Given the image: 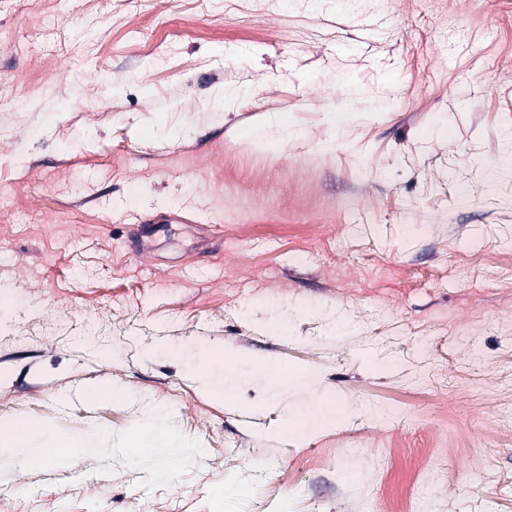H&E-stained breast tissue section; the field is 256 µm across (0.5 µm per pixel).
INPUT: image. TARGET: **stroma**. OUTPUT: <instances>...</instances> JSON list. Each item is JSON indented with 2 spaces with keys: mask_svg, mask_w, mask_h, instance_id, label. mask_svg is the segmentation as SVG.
I'll list each match as a JSON object with an SVG mask.
<instances>
[{
  "mask_svg": "<svg viewBox=\"0 0 512 512\" xmlns=\"http://www.w3.org/2000/svg\"><path fill=\"white\" fill-rule=\"evenodd\" d=\"M273 114L297 138L251 146ZM511 140L512 0H0V420L102 447L0 451V512H227L329 447L292 512H512ZM158 406L161 482L126 448ZM217 362H219L218 356L212 352H208L201 365V377L211 392L226 394L229 389V378L226 374L224 376L218 374L213 368V364ZM253 372L258 375L259 378L265 379L269 382L272 393L278 394L282 391L288 390V386L300 383L306 379L305 375H297L295 377H289L282 375L275 371L267 364H254ZM325 403L323 397H316L309 405L295 409L286 419L284 430L293 435L324 430L336 421L334 408ZM147 441L144 444L134 443L133 448H148L141 453L135 449V460L139 461L140 457H153L158 449L162 448L167 451L171 457L181 456L179 448H184V443L180 440L175 431L171 428L168 420L162 414H158L148 427ZM141 461V460H140Z\"/></svg>",
  "mask_w": 512,
  "mask_h": 512,
  "instance_id": "obj_1",
  "label": "stroma"
}]
</instances>
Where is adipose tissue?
<instances>
[{
    "label": "adipose tissue",
    "instance_id": "1",
    "mask_svg": "<svg viewBox=\"0 0 512 512\" xmlns=\"http://www.w3.org/2000/svg\"><path fill=\"white\" fill-rule=\"evenodd\" d=\"M336 420L335 410L318 397L302 408L295 409L284 423V429L294 435L319 432ZM0 447L11 449L17 459L26 462L35 457L66 458L72 449H82L85 455L97 456L101 448L94 436L51 438L37 443L33 430L0 422Z\"/></svg>",
    "mask_w": 512,
    "mask_h": 512
}]
</instances>
